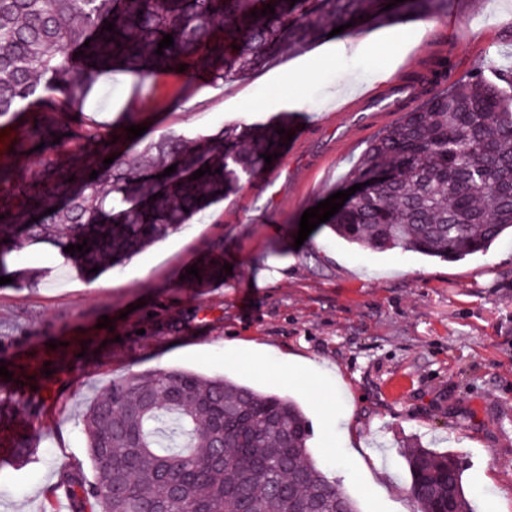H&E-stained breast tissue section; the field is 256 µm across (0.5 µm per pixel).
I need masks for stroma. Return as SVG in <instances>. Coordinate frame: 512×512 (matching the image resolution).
<instances>
[{"label":"stroma","mask_w":512,"mask_h":512,"mask_svg":"<svg viewBox=\"0 0 512 512\" xmlns=\"http://www.w3.org/2000/svg\"><path fill=\"white\" fill-rule=\"evenodd\" d=\"M387 16L326 39L229 83L151 76V97L131 76H100L77 103L118 129L139 116L144 143L194 140L287 115L304 123L288 153L188 224L106 268L75 275L50 244H17L0 285V360L50 368L16 398L18 429L38 437L30 461L0 467V512H68L63 472L90 471L86 406L131 374L182 369L224 377L295 401L310 421V449L360 512H416L401 455L409 442L456 453L478 512H512V237L460 261L370 251L328 228L295 245L303 212L340 191L370 141L399 121L361 112L448 43L456 80L487 57L512 63V0H451L430 18ZM223 245L233 270L186 278ZM110 328H102V317ZM266 351L249 367L253 348ZM310 361L293 373L289 358Z\"/></svg>","instance_id":"stroma-1"}]
</instances>
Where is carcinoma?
<instances>
[{
	"mask_svg": "<svg viewBox=\"0 0 512 512\" xmlns=\"http://www.w3.org/2000/svg\"><path fill=\"white\" fill-rule=\"evenodd\" d=\"M434 2L404 0L398 9L432 17ZM268 4L275 13L261 15ZM373 4L388 0H0V119L30 113L17 142L30 161L0 169V229L36 217L25 240L52 238L61 249L85 242L89 253L64 257L88 271L110 259L117 265L188 223L243 174L263 170L261 154L283 140L275 127L226 128L195 142L161 138L140 155L143 176L111 128L89 119L73 130L69 104L103 73L143 81L159 64L227 83L337 26L369 21ZM165 34L174 45L157 55ZM452 72L443 47L406 78L422 90L423 105L379 134L350 173L365 191L323 223L336 237L463 260L512 229V67L483 63L463 82L451 81ZM173 164L176 171L156 178ZM208 166L213 173L190 179ZM84 434L93 478L63 476L69 512H165L171 485L182 480L179 508L196 512H360L313 459L304 411L226 378L178 369L127 377L92 401ZM29 444L17 433L0 454L27 457ZM403 457L417 512L446 504L476 512L452 451L413 446Z\"/></svg>",
	"mask_w": 512,
	"mask_h": 512,
	"instance_id": "carcinoma-1",
	"label": "carcinoma"
}]
</instances>
